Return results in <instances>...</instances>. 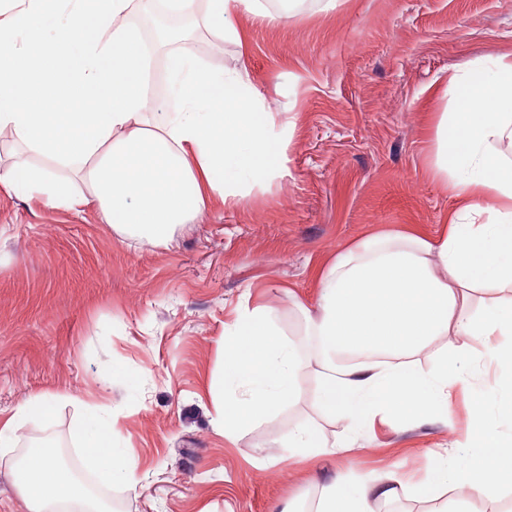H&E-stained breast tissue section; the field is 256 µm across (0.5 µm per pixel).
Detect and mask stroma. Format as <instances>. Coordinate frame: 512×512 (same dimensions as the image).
<instances>
[{
	"mask_svg": "<svg viewBox=\"0 0 512 512\" xmlns=\"http://www.w3.org/2000/svg\"><path fill=\"white\" fill-rule=\"evenodd\" d=\"M238 24L243 44L197 30L185 46L213 69L246 68L290 127L287 176L234 207L210 199L165 244L117 236L95 205L56 209L0 186V424L28 394L76 399L111 373L117 444L140 477L102 488L119 512H307L350 472L425 484L433 451L468 436L473 401L498 379L484 361L449 420L357 434L317 411L304 382L271 421L215 432L208 387L240 304L272 307L302 341L301 310L337 252L379 233L439 236L455 207L431 170L448 77L512 51V0H336L330 12L302 0L280 24ZM75 399L24 435L52 436L77 471ZM305 417L342 450L296 456L285 440Z\"/></svg>",
	"mask_w": 512,
	"mask_h": 512,
	"instance_id": "obj_1",
	"label": "stroma"
}]
</instances>
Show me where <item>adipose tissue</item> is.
<instances>
[{"mask_svg":"<svg viewBox=\"0 0 512 512\" xmlns=\"http://www.w3.org/2000/svg\"><path fill=\"white\" fill-rule=\"evenodd\" d=\"M17 0L0 20V132H9L44 165L0 169V185L37 192L48 206L71 209L94 199L102 220L121 234L165 243L210 197L239 204L250 190L287 174V137L246 69L215 70L185 49L166 52L168 97L180 107L163 121L149 113L151 67L131 5L155 0ZM197 27L242 42L234 22L270 23L287 9L265 0H206ZM452 111L435 132L433 172L456 199L438 238L418 233L369 236L339 252L319 273L317 309L305 313L315 345L303 354L283 339L272 311L242 306L224 332V366L210 390L216 432L234 438L299 399L313 374L315 403L357 432L382 416L397 426L447 417L456 386L475 379L481 360H497L498 386L485 390L471 417L473 442L446 449L432 464V490L455 504L433 512H479L483 500L512 487V58L475 62L451 76ZM460 336L429 370L418 356L436 337ZM57 393L28 395L0 425V465L13 476L28 512H112L96 486L136 488L137 466L116 437L110 404L92 398L72 427L86 483L51 440L24 441L28 421L52 420ZM383 477L337 476L314 512H376L393 499Z\"/></svg>","mask_w":512,"mask_h":512,"instance_id":"adipose-tissue-1","label":"adipose tissue"}]
</instances>
